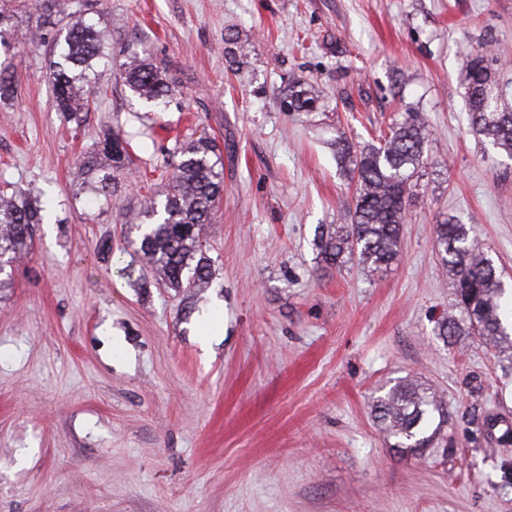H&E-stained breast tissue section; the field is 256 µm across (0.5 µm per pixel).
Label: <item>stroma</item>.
<instances>
[{"label":"stroma","instance_id":"1","mask_svg":"<svg viewBox=\"0 0 512 512\" xmlns=\"http://www.w3.org/2000/svg\"><path fill=\"white\" fill-rule=\"evenodd\" d=\"M85 2L113 51L181 82L157 110L109 75L78 125L55 110L48 44L0 46L17 87L0 100V184L37 188L55 217L0 288V512H512V360L440 335L457 299L435 247L437 224L468 225L512 289V159L472 131L461 70L484 48L512 80V0ZM297 82L318 111H283ZM412 112L429 135L398 261L374 277L327 265L318 230L354 208L336 133L375 143ZM119 125L136 164L98 198L78 161ZM198 125L224 196L212 279L183 292L157 284L123 215ZM406 378L448 415L417 456L372 411Z\"/></svg>","mask_w":512,"mask_h":512}]
</instances>
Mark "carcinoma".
<instances>
[{
	"label": "carcinoma",
	"mask_w": 512,
	"mask_h": 512,
	"mask_svg": "<svg viewBox=\"0 0 512 512\" xmlns=\"http://www.w3.org/2000/svg\"><path fill=\"white\" fill-rule=\"evenodd\" d=\"M36 6L35 0H0V45L10 46L18 35L11 25L13 13ZM111 44L110 30L88 8L77 10L65 33L52 37L49 79L56 110L67 121H80L90 104L106 96L98 75L112 69ZM119 67L133 96L147 104L160 106L172 93L169 69L145 53L127 54ZM489 73L487 51L468 50L465 82L472 128L512 159V105ZM14 94L9 68L0 67V99ZM319 102L314 89L300 85L289 87L283 100L290 112H313ZM427 127L426 118L415 113L393 127L380 144L360 149L338 133L336 156L355 180V206L351 223L321 233L317 248L326 262L339 266L355 258L374 276L397 259L407 205L416 187L413 178L424 163ZM129 148V139L118 129L104 133L81 154L79 171L95 195L107 199L117 194L116 173L132 162ZM152 187L149 204L132 220L140 231V257L165 288L206 287L212 258L205 228L224 194V163L216 138L203 130L175 142L165 171ZM49 215L50 205H41L34 192L20 200L0 190V287L6 283L1 275L31 250L36 226ZM436 247L442 265L454 277L458 306V313L448 316L441 330L450 336L471 331L492 347L512 353V299L492 260L473 245L464 224L436 225ZM373 410L394 447L412 455L430 443L447 417L431 388L408 379L377 398Z\"/></svg>",
	"instance_id": "1"
}]
</instances>
